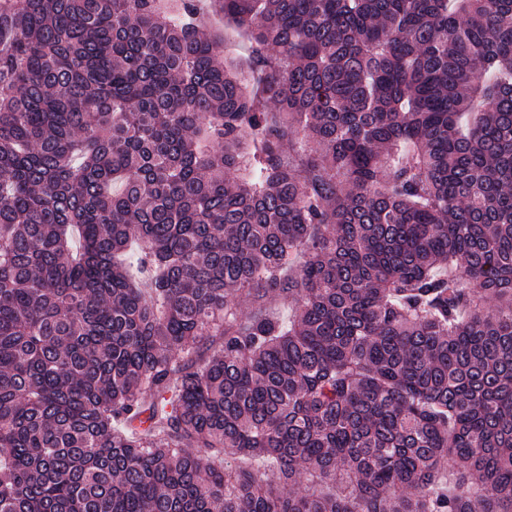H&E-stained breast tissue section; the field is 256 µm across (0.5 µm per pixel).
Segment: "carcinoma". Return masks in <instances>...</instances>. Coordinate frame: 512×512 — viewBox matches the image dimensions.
<instances>
[{
    "instance_id": "carcinoma-1",
    "label": "carcinoma",
    "mask_w": 512,
    "mask_h": 512,
    "mask_svg": "<svg viewBox=\"0 0 512 512\" xmlns=\"http://www.w3.org/2000/svg\"><path fill=\"white\" fill-rule=\"evenodd\" d=\"M162 2L0 0V512H512V0ZM206 24L221 33L224 39V57L235 58L238 55H247V41L235 26L221 21L212 15Z\"/></svg>"
}]
</instances>
